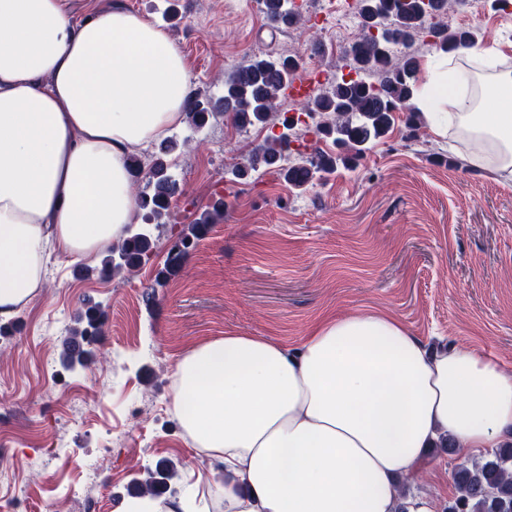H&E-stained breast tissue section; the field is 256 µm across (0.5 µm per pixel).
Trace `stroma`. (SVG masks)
<instances>
[{
	"mask_svg": "<svg viewBox=\"0 0 512 512\" xmlns=\"http://www.w3.org/2000/svg\"><path fill=\"white\" fill-rule=\"evenodd\" d=\"M89 1L162 25L192 64L194 93L212 102L227 74L260 55L296 57L302 76L317 63L343 70L325 31L274 28L251 0H73L75 19ZM448 22L479 29L512 59V9L468 5ZM269 133L243 136L224 114L172 131L180 192L132 274L86 277L79 266H99L100 255L50 256L41 290L15 315L18 330L0 340V512H122L134 480L160 460L177 468L165 504L223 479V463L193 446L172 411L176 361L215 337L263 336L294 351L324 319L374 311L428 353L479 349L512 371V180L474 164L456 135L412 129L404 112L354 168L307 190L272 170L232 180V166ZM219 197L223 220L156 285L173 227ZM87 300L106 312L101 355L74 374L59 364V339ZM460 461L427 452L429 477L410 494L444 512Z\"/></svg>",
	"mask_w": 512,
	"mask_h": 512,
	"instance_id": "stroma-1",
	"label": "stroma"
}]
</instances>
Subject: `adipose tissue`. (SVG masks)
Wrapping results in <instances>:
<instances>
[{"mask_svg":"<svg viewBox=\"0 0 512 512\" xmlns=\"http://www.w3.org/2000/svg\"><path fill=\"white\" fill-rule=\"evenodd\" d=\"M496 47L442 58L416 99L431 129L512 174V70ZM485 78L487 95L449 79ZM191 66L166 29L120 7L74 21L70 0H0V320L41 287L47 246L112 248L137 204L127 157L184 120ZM173 409L224 463V512H433L402 497L439 435L468 454L512 441V371L469 349L427 355L375 312L314 328L296 352L227 335L182 356Z\"/></svg>","mask_w":512,"mask_h":512,"instance_id":"ef3b65f1","label":"adipose tissue"}]
</instances>
